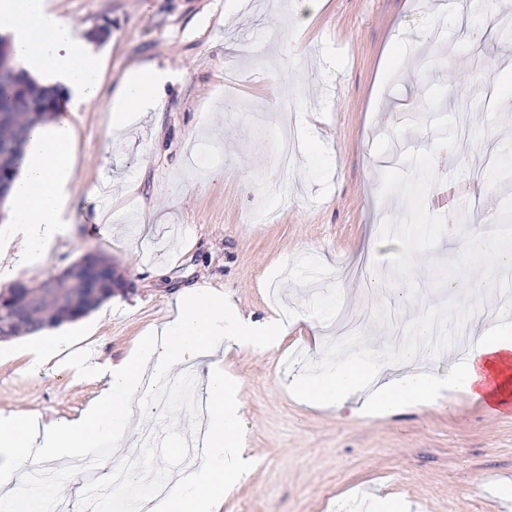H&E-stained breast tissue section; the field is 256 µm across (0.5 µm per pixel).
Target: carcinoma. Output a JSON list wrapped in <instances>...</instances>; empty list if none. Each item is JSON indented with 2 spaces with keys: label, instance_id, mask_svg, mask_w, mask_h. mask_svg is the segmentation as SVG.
<instances>
[{
  "label": "carcinoma",
  "instance_id": "carcinoma-1",
  "mask_svg": "<svg viewBox=\"0 0 512 512\" xmlns=\"http://www.w3.org/2000/svg\"><path fill=\"white\" fill-rule=\"evenodd\" d=\"M15 82L0 81V187L7 188L16 172V165L29 126L44 121L62 108L55 90L39 88L23 71L12 70ZM95 274L85 281L81 273H71L54 284L31 288L18 283L0 291V336L36 333L61 322L76 321L112 297L117 285L112 262L94 257ZM24 304L23 318L10 323L16 306Z\"/></svg>",
  "mask_w": 512,
  "mask_h": 512
}]
</instances>
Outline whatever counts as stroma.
I'll list each match as a JSON object with an SVG mask.
<instances>
[{
    "label": "stroma",
    "mask_w": 512,
    "mask_h": 512,
    "mask_svg": "<svg viewBox=\"0 0 512 512\" xmlns=\"http://www.w3.org/2000/svg\"><path fill=\"white\" fill-rule=\"evenodd\" d=\"M487 38L481 52L463 39L458 8ZM76 36L105 61L103 97L56 121L75 129L73 203L66 234L34 263L19 261L0 223V272L36 287L85 254L110 260L123 281L108 309H95L61 331L71 336L62 359L95 351L97 363L120 362L137 341L169 320L177 297L196 285L261 319L294 312L288 334L271 350L236 349L224 369L238 384V419L250 474L227 494L220 512H336L341 503L367 512L374 497L394 494L410 512H512V409L463 397L391 417L310 406L292 389L300 372L288 353L303 347L316 364L350 350L379 358L390 373L421 366L445 378L454 347L433 356L395 359L388 340L394 315L410 325L486 299L467 286L487 269L471 264L460 242L480 227L499 245L486 210L512 215V177L487 178L512 148V112L482 96L512 62L497 18L512 0H324L312 20L301 0H46ZM294 44L283 52V40ZM170 75L153 109L122 135L108 127V94L133 66ZM295 107L293 122L279 110ZM477 99L469 136L453 155L452 189H433L438 138L453 131L463 103ZM294 146L282 174L277 150ZM422 183L399 195L414 172ZM111 185L107 207L88 198ZM462 216L449 238L446 209ZM416 215L408 237L387 236V212ZM414 277L363 308L366 273ZM361 320L351 347L337 346L342 318ZM36 336L0 340V414L68 417L94 397L92 378L74 379L60 364L32 366ZM157 444L132 498L145 483L165 484L181 471L166 445L193 426L188 401L148 408Z\"/></svg>",
    "instance_id": "stroma-1"
}]
</instances>
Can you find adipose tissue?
<instances>
[{
  "label": "adipose tissue",
  "instance_id": "1",
  "mask_svg": "<svg viewBox=\"0 0 512 512\" xmlns=\"http://www.w3.org/2000/svg\"><path fill=\"white\" fill-rule=\"evenodd\" d=\"M0 31L13 36L15 54L23 67L40 75L44 85L68 96L72 111L99 98L103 58L91 46L79 44L72 29L45 0H0ZM165 73L153 66L130 69L113 92L108 106L113 134L131 123L135 112L158 100ZM75 132L68 123H38L29 131L8 200V222L21 235L27 258L51 248L66 229L68 187L75 168ZM278 320L244 318L225 311L224 296L204 288L188 290L178 299L172 318L142 337L132 355L119 363H104L94 377L97 396L79 414L43 421L27 412L0 416V512H45L42 493L15 485L19 469L45 459H79L88 449L108 440L120 444L134 415L133 398L143 397L145 376L163 385L178 367L207 360L205 394L207 430L194 471L165 485L151 500V512H219L226 493L248 473L231 398L235 380L224 373L218 349H269L281 342ZM381 362L353 352L326 371L296 382L303 400L324 409L354 403L358 412L389 417L408 408L424 407L456 392L476 401H512V328L505 326L479 337L448 379L412 370L365 395Z\"/></svg>",
  "mask_w": 512,
  "mask_h": 512
}]
</instances>
